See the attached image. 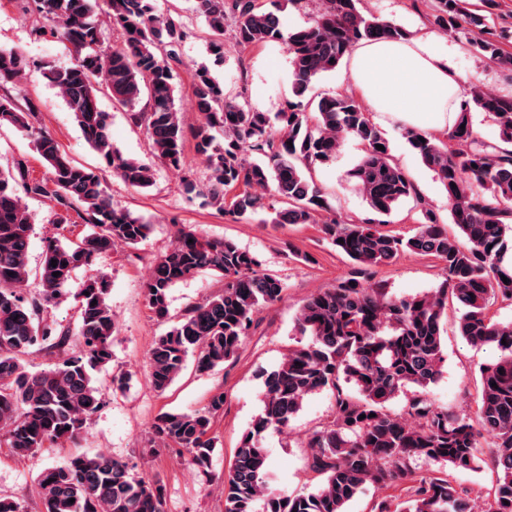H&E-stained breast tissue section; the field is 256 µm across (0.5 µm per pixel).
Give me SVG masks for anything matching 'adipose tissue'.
Wrapping results in <instances>:
<instances>
[{
  "label": "adipose tissue",
  "mask_w": 512,
  "mask_h": 512,
  "mask_svg": "<svg viewBox=\"0 0 512 512\" xmlns=\"http://www.w3.org/2000/svg\"><path fill=\"white\" fill-rule=\"evenodd\" d=\"M349 76L372 111L416 131L451 127L459 110V75L430 35L359 43L350 55Z\"/></svg>",
  "instance_id": "ef3b65f1"
}]
</instances>
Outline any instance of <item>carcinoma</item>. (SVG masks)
<instances>
[{
	"label": "carcinoma",
	"mask_w": 512,
	"mask_h": 512,
	"mask_svg": "<svg viewBox=\"0 0 512 512\" xmlns=\"http://www.w3.org/2000/svg\"><path fill=\"white\" fill-rule=\"evenodd\" d=\"M33 2L39 17L74 54L70 65H46L42 75L58 89L83 139L112 174L136 189L154 181L149 164L113 146L110 115L99 106L102 89L129 109L134 123L145 127L160 163L183 167L184 131L174 104V65L187 38L181 20L158 16L153 0H105V14L119 30L121 45L103 50L99 0ZM359 4L321 0L315 20L285 37L264 0H196L214 55H224V27L230 22L243 50L285 40L294 77V100L276 113L283 135L275 139L267 113L227 98L207 68L196 70L193 94L202 122L195 149L206 171L193 185L197 195L219 212L239 218L263 207L259 191L271 187L287 204L275 211L272 222L320 223L326 237L353 262L347 277L302 305L298 326L311 342L290 351L265 374L261 412L244 432L221 483L224 512H256L254 503L260 498L265 501L263 512H346L366 485L389 488L413 476L412 462L420 458L437 466L434 474L414 480L406 488V500L379 503L378 512H473L469 493L439 470L475 472L484 465L496 473L486 512H512V322L489 315L491 300L512 301V148L477 143L469 122L474 105L492 118L500 140L512 145V99L474 91L448 133L458 149H448L430 134L404 132L447 191L450 222L468 241L464 246L424 206L410 175L392 161L383 132L353 97L311 94L313 82L336 70L357 44L408 38L404 29L364 15ZM435 19L451 32L468 25L488 34L472 45L512 69V53L491 37L480 5L436 0ZM26 67L20 53L0 48V87L20 80ZM144 95L148 106L142 111L137 106ZM3 126L23 133L46 168V176L36 178L23 160L0 165V431L15 454L29 456L76 441L104 404L105 394L92 372L112 361L115 322L107 277L86 280L74 295V326H61L43 313L69 295L79 268L92 265L117 244L137 247L151 225L115 205L99 175L61 151L38 123L36 112L20 108L6 94L0 95ZM347 135L364 147L349 176L370 210L388 215L413 200L418 214L413 235L385 231L381 220L342 224L322 219L327 203L312 171L336 158ZM379 145L384 149H377ZM248 153L256 159L247 160ZM28 198L53 203L59 227L70 223L72 211L89 227L74 240L45 238L35 272L28 257L33 231ZM407 253L443 262L437 288L421 296L392 298L362 285L374 268ZM53 260L57 265H51ZM259 266L252 253L229 239L203 238L184 225L177 227L172 246L156 258L145 288L155 320L171 324L148 353V378L156 391H165L190 359L196 371L206 374L238 354L254 313L279 300L284 290L277 277L259 271ZM205 271L224 279L222 292L172 320L170 289ZM30 286L35 291L28 296L24 289ZM450 295L464 308L460 335L471 344L500 351L496 361L480 368L473 418L441 408L426 396L441 374L442 321ZM34 352L45 353L49 362L31 372L26 357ZM409 387L420 389V395L410 401L407 420L390 414L387 404ZM324 390L334 393L336 413L307 441L310 467L320 483L307 493L277 492L268 482L264 433L287 429L304 399ZM223 410L224 393L219 392L197 409L161 411L151 424L150 442L187 451L192 465L206 475L217 448L211 429ZM485 433L493 438L487 457L480 447ZM38 487L41 512H165L164 491L156 481L131 476L127 463L103 454H78L45 469Z\"/></svg>",
	"instance_id": "carcinoma-1"
}]
</instances>
